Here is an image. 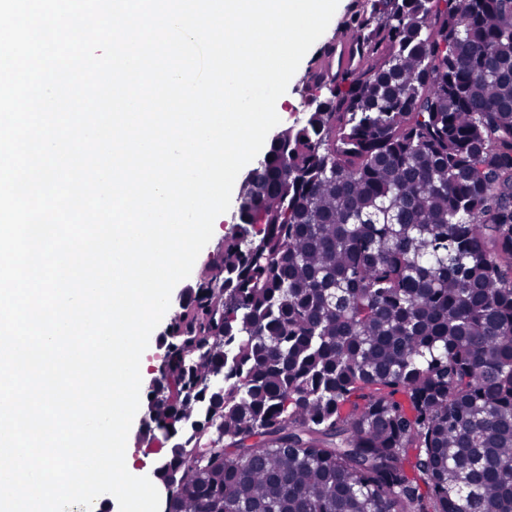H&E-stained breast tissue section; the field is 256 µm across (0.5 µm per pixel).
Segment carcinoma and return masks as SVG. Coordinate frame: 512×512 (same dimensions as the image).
I'll use <instances>...</instances> for the list:
<instances>
[{"instance_id": "carcinoma-1", "label": "carcinoma", "mask_w": 512, "mask_h": 512, "mask_svg": "<svg viewBox=\"0 0 512 512\" xmlns=\"http://www.w3.org/2000/svg\"><path fill=\"white\" fill-rule=\"evenodd\" d=\"M350 29L168 328L171 512H512V0Z\"/></svg>"}]
</instances>
